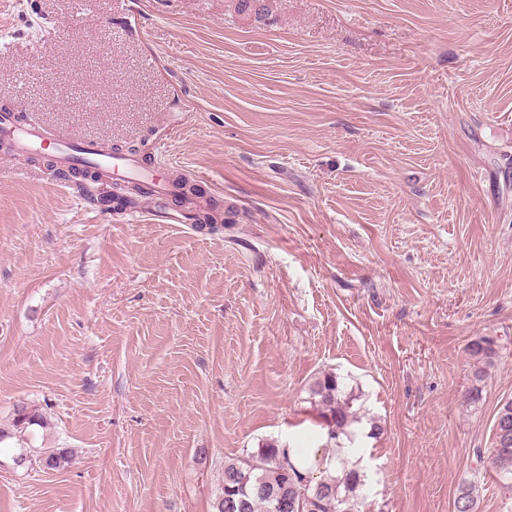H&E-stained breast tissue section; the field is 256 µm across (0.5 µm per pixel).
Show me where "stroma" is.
<instances>
[{
  "instance_id": "obj_1",
  "label": "stroma",
  "mask_w": 512,
  "mask_h": 512,
  "mask_svg": "<svg viewBox=\"0 0 512 512\" xmlns=\"http://www.w3.org/2000/svg\"><path fill=\"white\" fill-rule=\"evenodd\" d=\"M0 0V106L139 149L234 223L127 218L0 149V512H212L225 460L324 445L361 512H453L512 401V0ZM503 347L471 403L470 340ZM45 421V414L37 406L21 405L17 408L11 425L8 428L0 426V443L14 437L23 439L30 427H43ZM31 452L35 453V455L31 454ZM20 455H24L26 459L36 456V459L39 460V463L44 469L52 471H58L65 468L71 464L74 459L72 451L59 448H33V450L28 452L26 451V453H20Z\"/></svg>"
}]
</instances>
